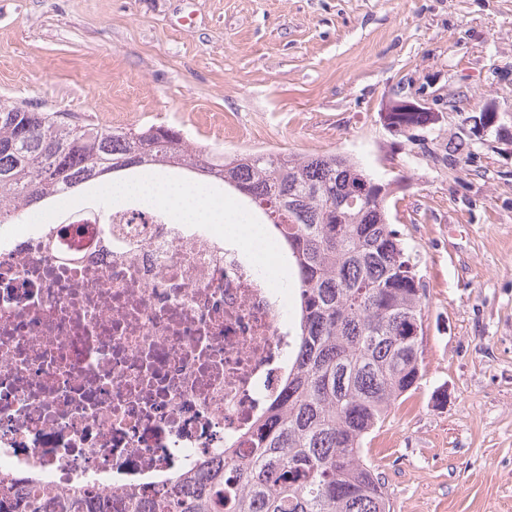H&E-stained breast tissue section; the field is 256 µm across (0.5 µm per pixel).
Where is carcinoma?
Returning a JSON list of instances; mask_svg holds the SVG:
<instances>
[{"mask_svg": "<svg viewBox=\"0 0 512 512\" xmlns=\"http://www.w3.org/2000/svg\"><path fill=\"white\" fill-rule=\"evenodd\" d=\"M428 112L389 125L426 127ZM189 171L230 186L288 250L300 308L291 368L242 446L162 493L114 497L0 488V512H390L363 439L422 377L424 288L390 229L391 183L340 154L214 155L181 134L127 131L0 99V225L107 174Z\"/></svg>", "mask_w": 512, "mask_h": 512, "instance_id": "carcinoma-1", "label": "carcinoma"}]
</instances>
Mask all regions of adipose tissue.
Instances as JSON below:
<instances>
[{
  "label": "adipose tissue",
  "instance_id": "1",
  "mask_svg": "<svg viewBox=\"0 0 512 512\" xmlns=\"http://www.w3.org/2000/svg\"><path fill=\"white\" fill-rule=\"evenodd\" d=\"M109 195L119 200L136 195L152 203L167 206L182 223L220 224L227 236L237 240L242 249L256 252L266 237L262 225L251 215L232 204L216 200L205 188L188 185L164 176L147 182L126 181L112 185Z\"/></svg>",
  "mask_w": 512,
  "mask_h": 512
}]
</instances>
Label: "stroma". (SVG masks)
<instances>
[{
	"label": "stroma",
	"instance_id": "obj_1",
	"mask_svg": "<svg viewBox=\"0 0 512 512\" xmlns=\"http://www.w3.org/2000/svg\"><path fill=\"white\" fill-rule=\"evenodd\" d=\"M1 97L396 182L422 378L363 458L391 512H512V0H0ZM389 125L399 129L427 127L431 124L430 112H392L389 116Z\"/></svg>",
	"mask_w": 512,
	"mask_h": 512
}]
</instances>
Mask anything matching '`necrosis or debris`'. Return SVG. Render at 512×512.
I'll return each mask as SVG.
<instances>
[{
	"instance_id": "4bbe7bcc",
	"label": "necrosis or debris",
	"mask_w": 512,
	"mask_h": 512,
	"mask_svg": "<svg viewBox=\"0 0 512 512\" xmlns=\"http://www.w3.org/2000/svg\"><path fill=\"white\" fill-rule=\"evenodd\" d=\"M288 291L209 224L95 204L0 230V482L142 494L277 394Z\"/></svg>"
}]
</instances>
